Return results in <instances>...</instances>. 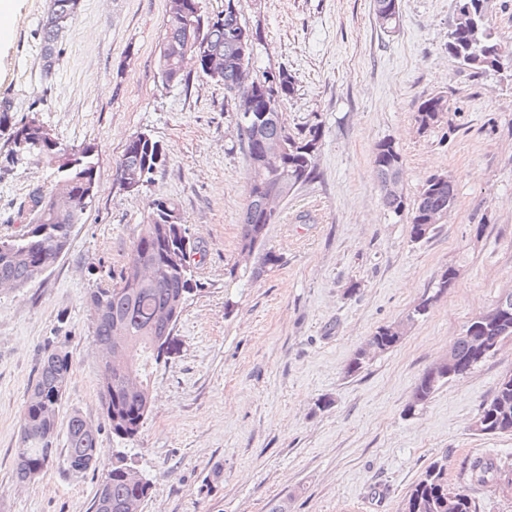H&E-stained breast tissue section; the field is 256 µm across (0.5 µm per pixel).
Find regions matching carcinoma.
I'll return each instance as SVG.
<instances>
[{
	"mask_svg": "<svg viewBox=\"0 0 512 512\" xmlns=\"http://www.w3.org/2000/svg\"><path fill=\"white\" fill-rule=\"evenodd\" d=\"M176 0H168L164 20L165 36L160 48V73L162 79L175 78L182 81L173 46L186 44L185 27L174 16ZM374 14L380 28L391 31L398 19L392 18L390 8L400 12V0H373ZM215 22L205 25L198 32L200 43L219 48L224 56V76L210 81L224 86L229 91L236 82V32L240 14L224 10L214 16ZM489 34L480 43L469 42V26L459 23L448 32V54L462 66L477 74L496 71L502 57V46L492 26ZM59 34L55 28L44 23L41 27L43 54L51 59L57 57ZM450 108L448 98L434 95L424 100L415 112V124L421 134H427L439 126L445 112ZM10 105L0 102V134L6 137L9 149L4 157L5 166L23 163L27 154L20 153L18 139L23 136L38 142L41 123L32 118L15 121L9 115ZM256 115L237 113V134L245 148L249 161L248 191L239 224L238 250L264 248L267 227L275 223L276 215L265 212L262 196L267 188L278 187L293 191L310 182L317 170L318 155L323 131L320 123L307 124L293 132L288 129L279 111L269 113L262 125L261 134L255 133L253 123ZM140 136L133 137L126 145L117 162L116 174L123 177L127 170L139 171L142 184L151 182L160 165L139 147ZM278 139L285 151V161L278 169L263 165L260 158L261 140ZM93 145L68 147L60 142L44 143L35 149L47 164L56 170L60 179L56 181L58 196L52 197L39 188L28 194L24 207L29 222L17 235L0 237V281L21 288L42 271L52 267L68 248L71 228L79 224L91 203L94 194L89 184L95 172V156L90 152ZM373 163L376 169L382 202L386 210L396 216L406 210V204L391 199L386 187L388 179L400 174L402 156L394 142L383 140L375 145ZM420 202L410 214L409 235L414 243L432 238L441 228L436 224L426 229V216L448 214V203L457 202L455 182L440 183L436 175L428 176L419 191ZM147 222L139 225L126 263L112 285L97 288L90 300L103 302L108 314L93 323L92 336L95 345L101 348L112 346L115 336H124L129 347L130 368H116L108 363L100 365L98 388L105 420L112 434L125 441H134L140 434L152 406L151 384L153 366L164 361L161 348L157 347L164 329L157 322L158 313L165 309L172 297L183 295V300L199 291L200 283L195 278L192 257L200 252L191 241L185 250L180 242L188 236L183 220L167 223L164 215L180 214L178 205L170 199L152 200L148 203ZM281 257L272 251L262 254V266L249 269H233L231 274L250 281L258 278L267 267L280 265ZM460 368L469 373L486 360L478 354L474 345L460 336L453 343ZM72 369L70 355L61 347L45 349L36 379L27 389L21 418V434L16 448L15 474L21 482L35 480L53 458L54 444L59 436V412L66 394V387L59 386L68 380ZM140 379L143 391L128 395L123 390L128 373ZM448 380L433 376L425 370L418 378L408 408L426 404ZM475 422L481 423L480 434L512 433V382L506 384L498 378L493 397L481 403ZM67 470L83 473L89 469L102 468L104 478L94 496L92 512H125L128 499H147L152 492L151 480L140 486L129 484L124 472L136 467L134 458L124 451H115L108 457L100 448L98 430L82 415L73 413L66 425ZM492 460L477 457L467 474L471 485H486L511 475ZM399 512H477L473 498L465 489H457L455 508L448 510V477L444 460L431 463L421 477L412 485L402 502Z\"/></svg>",
	"mask_w": 512,
	"mask_h": 512,
	"instance_id": "carcinoma-1",
	"label": "carcinoma"
}]
</instances>
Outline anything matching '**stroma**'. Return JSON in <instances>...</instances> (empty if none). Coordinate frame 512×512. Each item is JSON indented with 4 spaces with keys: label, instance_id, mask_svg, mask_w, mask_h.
Wrapping results in <instances>:
<instances>
[{
    "label": "stroma",
    "instance_id": "obj_1",
    "mask_svg": "<svg viewBox=\"0 0 512 512\" xmlns=\"http://www.w3.org/2000/svg\"><path fill=\"white\" fill-rule=\"evenodd\" d=\"M48 0H15L0 42V101L14 119L37 118L67 146L96 147L95 196L67 251L25 287L0 289V512H91L100 472L67 471L66 445L36 481L14 476L25 393L45 348L68 351L72 371L60 423L80 413L104 450L121 447L102 413L101 349L92 342L89 293L127 258L147 202L178 203L202 250V289L160 364L152 408L132 443L154 487L142 512H396L433 461L468 487L478 512H512V491L472 486L471 462L512 468V433L482 435L473 422L497 379L512 370V340L493 357L408 411L419 376L474 317L512 287V0H489L508 48L500 73L481 77L448 55L455 0H401L393 31L373 0H240L259 30L256 73L287 68L295 91L281 111L289 127L322 125L315 179L277 208L265 247L282 257L256 281L234 282L248 163L223 86L186 65L181 83L159 70L167 0H80L51 71L40 28ZM436 94L451 109L419 134L414 114ZM148 133L166 163L139 193L116 164ZM393 141L408 202L424 178L450 172L457 207L441 232L415 244L408 215L383 206L375 145ZM52 169L30 158L0 168V236L24 228L20 207ZM458 271L436 294L444 266ZM429 315L359 374L353 354L378 328L422 298Z\"/></svg>",
    "mask_w": 512,
    "mask_h": 512
}]
</instances>
